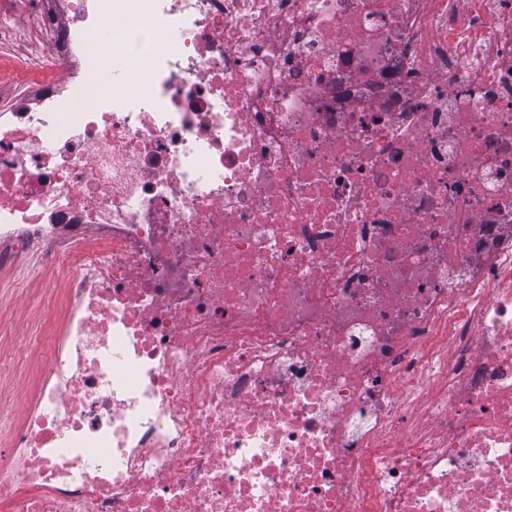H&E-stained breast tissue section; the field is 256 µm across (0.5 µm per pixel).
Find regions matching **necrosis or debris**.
Segmentation results:
<instances>
[{
	"label": "necrosis or debris",
	"instance_id": "obj_1",
	"mask_svg": "<svg viewBox=\"0 0 512 512\" xmlns=\"http://www.w3.org/2000/svg\"><path fill=\"white\" fill-rule=\"evenodd\" d=\"M0 51V270L60 292L0 512H512V0H0ZM110 14L111 13H109L108 11H106L103 14L100 28L96 32V34L94 36V40H93V42L95 44V41L102 40L107 37V29H106V20H107V27L109 30V39L107 42L100 44V48H99V53L102 55L103 58H105L107 60H109L110 56H112L113 32H114V35L116 36V38L120 39V38H122L127 27L131 26L132 24H138V20L115 21L112 19V16H110Z\"/></svg>",
	"mask_w": 512,
	"mask_h": 512
}]
</instances>
